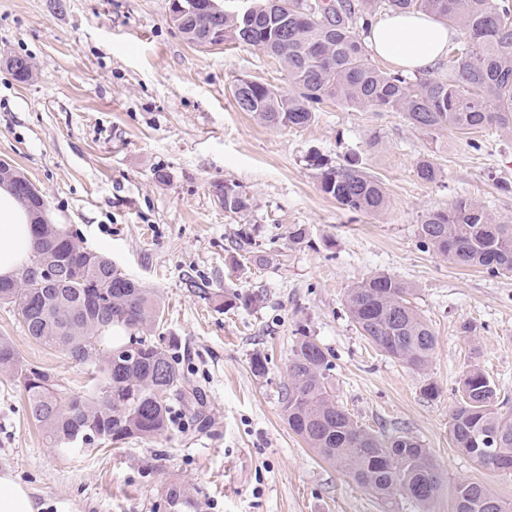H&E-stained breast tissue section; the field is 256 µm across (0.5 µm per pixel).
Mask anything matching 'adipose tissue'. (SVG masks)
I'll return each mask as SVG.
<instances>
[{
	"mask_svg": "<svg viewBox=\"0 0 512 512\" xmlns=\"http://www.w3.org/2000/svg\"><path fill=\"white\" fill-rule=\"evenodd\" d=\"M451 31L424 13L398 14L376 21L368 38L370 49L396 67L434 71L448 57ZM34 227L13 192L0 187V277L18 275L30 257Z\"/></svg>",
	"mask_w": 512,
	"mask_h": 512,
	"instance_id": "adipose-tissue-1",
	"label": "adipose tissue"
}]
</instances>
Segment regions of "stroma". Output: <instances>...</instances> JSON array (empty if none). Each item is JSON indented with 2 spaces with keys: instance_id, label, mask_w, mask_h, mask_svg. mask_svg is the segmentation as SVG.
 <instances>
[{
  "instance_id": "stroma-1",
  "label": "stroma",
  "mask_w": 512,
  "mask_h": 512,
  "mask_svg": "<svg viewBox=\"0 0 512 512\" xmlns=\"http://www.w3.org/2000/svg\"><path fill=\"white\" fill-rule=\"evenodd\" d=\"M171 0H0V159L43 192L50 223L110 256L163 306L159 333L178 344L187 385L206 390L212 424L179 426L63 454L46 444L20 387L0 375V472L27 485L46 512H166L167 489H188L190 512H385L382 502L317 457L281 414L287 367L308 335L332 356L336 400L359 425L427 448L441 486L433 512H454L462 481L512 501V472L458 452L448 415L463 372L479 366L512 415V277H493L420 247L424 213L479 201L512 224V130L429 136L397 112L327 99L305 127H272L239 111L232 87L247 75L286 88L273 57L229 42L189 44L169 22ZM27 58L15 80L10 57ZM357 159L387 207L352 213L324 195L310 157ZM433 158L427 182L417 165ZM238 185L251 207L225 212L215 188ZM303 225L306 244H288ZM383 272L411 285L410 301L438 347L422 371L388 358L345 309L350 288ZM259 305L226 309L225 296ZM471 324L473 338L460 333ZM0 336L53 374L62 395L87 376L62 351L27 336L0 304ZM267 361L256 375L254 358ZM439 394L427 399L426 384Z\"/></svg>"
}]
</instances>
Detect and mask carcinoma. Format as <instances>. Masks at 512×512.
Masks as SVG:
<instances>
[{"mask_svg": "<svg viewBox=\"0 0 512 512\" xmlns=\"http://www.w3.org/2000/svg\"><path fill=\"white\" fill-rule=\"evenodd\" d=\"M395 14L423 12L458 31L457 55L439 64L438 76L410 78L379 69L368 58L363 36L378 9ZM180 33L203 30L201 19L178 10ZM224 41L243 43L277 58L291 92L248 77L235 80V103L269 126L304 127L315 105L336 99L348 107L399 112L427 135L448 131L470 135L491 127H512V3L509 0H255L248 14L213 19ZM20 82L32 77L23 57L9 61ZM320 190L343 209L378 213L386 206L382 184L356 164L333 166L318 157ZM418 176L432 182L439 169L420 161ZM224 210L243 214L249 199L238 186L216 187ZM420 246L462 267L494 276L512 275V224L496 221L480 203L459 199L446 210H430L418 228ZM62 270L64 286H39L21 271L0 281V303L13 306L19 322L39 344L66 352L85 366L91 386L61 399L54 376L21 359L0 337V374L12 377L26 394L31 418L52 447L69 453L88 446L161 437L172 430V406L185 402L199 428L209 425L205 394L186 389L177 345L155 342L162 322L158 295L120 270L106 255L89 251L56 224L35 225L29 264ZM411 289L377 272L349 289L345 307L360 333L386 356L424 370L437 337L411 305ZM254 293H234L224 305L252 307ZM120 328L128 340L102 347L106 332ZM138 355L115 360L112 353L130 341ZM330 355L311 337L297 342L288 364L282 399L290 429L318 456L389 505L412 499L429 512L440 486L438 467L427 449L408 436L382 437L359 425L336 402ZM499 388L478 366L462 375L460 399L448 418L452 444L478 466L512 472V417L501 412ZM455 512H512V503L486 486L462 482L454 489Z\"/></svg>", "mask_w": 512, "mask_h": 512, "instance_id": "cac0c4a2", "label": "carcinoma"}]
</instances>
